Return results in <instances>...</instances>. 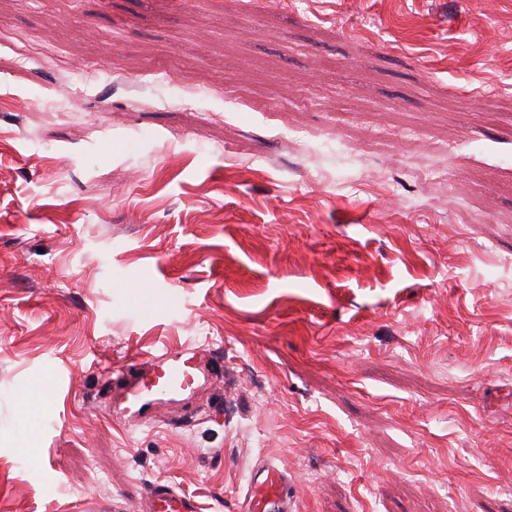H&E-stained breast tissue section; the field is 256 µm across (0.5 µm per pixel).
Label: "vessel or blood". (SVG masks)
<instances>
[{
    "mask_svg": "<svg viewBox=\"0 0 512 512\" xmlns=\"http://www.w3.org/2000/svg\"><path fill=\"white\" fill-rule=\"evenodd\" d=\"M200 361V351L193 348L166 353L148 361L141 381L125 394L126 402L141 410L134 418L135 425H153L155 419L146 415V407L156 399L176 395L191 387ZM292 487L293 480L287 470L271 459L259 460L251 469L246 492L236 501L235 512H294ZM142 512H198V507L194 500L172 485L159 481L148 487Z\"/></svg>",
    "mask_w": 512,
    "mask_h": 512,
    "instance_id": "vessel-or-blood-1",
    "label": "vessel or blood"
}]
</instances>
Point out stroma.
<instances>
[{
  "label": "stroma",
  "mask_w": 512,
  "mask_h": 512,
  "mask_svg": "<svg viewBox=\"0 0 512 512\" xmlns=\"http://www.w3.org/2000/svg\"><path fill=\"white\" fill-rule=\"evenodd\" d=\"M262 458L297 512H512V0H0V512H232ZM202 354L197 349L183 348L152 358L142 374V380L130 387L125 400L137 412L158 398L173 396L191 387ZM142 512H198V507L172 485L159 481L148 487Z\"/></svg>",
  "instance_id": "1"
}]
</instances>
